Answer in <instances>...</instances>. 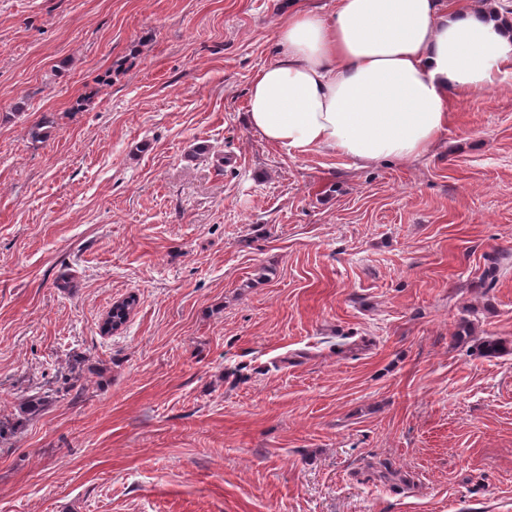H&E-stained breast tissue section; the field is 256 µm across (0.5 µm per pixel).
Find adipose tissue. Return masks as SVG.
I'll use <instances>...</instances> for the list:
<instances>
[{
	"instance_id": "1",
	"label": "adipose tissue",
	"mask_w": 512,
	"mask_h": 512,
	"mask_svg": "<svg viewBox=\"0 0 512 512\" xmlns=\"http://www.w3.org/2000/svg\"><path fill=\"white\" fill-rule=\"evenodd\" d=\"M275 42L244 121L294 155L416 160L446 131L453 98L512 76L501 0H334L328 11H289Z\"/></svg>"
}]
</instances>
